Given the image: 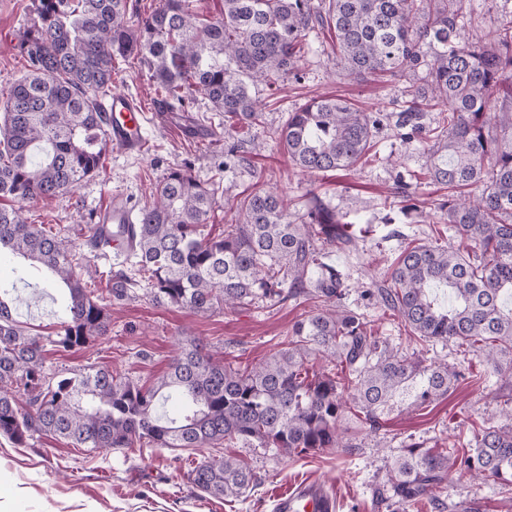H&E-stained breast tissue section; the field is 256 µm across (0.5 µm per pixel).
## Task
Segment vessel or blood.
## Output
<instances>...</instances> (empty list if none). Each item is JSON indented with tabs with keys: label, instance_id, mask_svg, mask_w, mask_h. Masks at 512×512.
Wrapping results in <instances>:
<instances>
[{
	"label": "vessel or blood",
	"instance_id": "b4317fda",
	"mask_svg": "<svg viewBox=\"0 0 512 512\" xmlns=\"http://www.w3.org/2000/svg\"><path fill=\"white\" fill-rule=\"evenodd\" d=\"M106 114V133L113 148L129 156L145 153L148 140L144 135L146 114L132 95L112 92L102 105ZM135 211L121 200H113L98 214V240L101 247L121 255L133 247ZM336 501L319 480L307 479L275 499L274 512H335Z\"/></svg>",
	"mask_w": 512,
	"mask_h": 512
}]
</instances>
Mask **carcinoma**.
<instances>
[{"instance_id": "1", "label": "carcinoma", "mask_w": 512, "mask_h": 512, "mask_svg": "<svg viewBox=\"0 0 512 512\" xmlns=\"http://www.w3.org/2000/svg\"><path fill=\"white\" fill-rule=\"evenodd\" d=\"M466 0H224V16L203 18L199 0H161L133 16L128 0H34L18 45L27 72L0 93V250L8 249L65 283L68 302L52 340L64 351L108 330L103 292L119 298L143 286L160 303L207 314L255 299L304 297L314 310L289 331L288 347L258 365L226 364L191 342L151 386L111 371L43 372V344L13 319L0 285V436L23 445L52 434L80 448H203L226 439L255 441L289 456L351 448L350 419L376 427L404 389L421 407L448 394L459 372L423 364L374 335L343 305L345 277L323 246L354 244L336 209L319 195L291 218L285 196L264 186L240 201L243 220L221 236L205 232L219 186L175 168L142 202L133 274L76 275L71 241L30 224L27 204L69 193L103 165L100 100L112 72L136 60L148 67L163 104L200 93L241 127L258 119L256 89L292 74L315 27L335 33L350 75L402 76L410 98L397 115L401 138L430 142V180L448 189L440 220L460 246H405L391 272L368 289L424 342H453L479 353L512 383V20L470 40ZM501 95L498 112L486 111ZM435 110V126L423 122ZM381 120L339 97L314 98L288 116L280 143L307 173L354 168L374 146ZM323 358L345 373L316 372ZM182 417L159 413L163 394ZM494 477L512 487V426L489 427L472 448L435 451L419 444L392 464L393 512H409L451 472ZM201 492L239 498L257 482L231 457L187 472Z\"/></svg>"}]
</instances>
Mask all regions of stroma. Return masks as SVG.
Wrapping results in <instances>:
<instances>
[{
	"label": "stroma",
	"instance_id": "stroma-1",
	"mask_svg": "<svg viewBox=\"0 0 512 512\" xmlns=\"http://www.w3.org/2000/svg\"><path fill=\"white\" fill-rule=\"evenodd\" d=\"M32 0H0V88L10 86L27 71L16 51ZM334 35H310L294 75L273 89H260L259 120L251 127L232 128L223 113L213 111L201 94L190 96L178 112H165L156 100L147 67L134 64L112 76L113 89L139 98L147 112L145 135L149 151L128 156L104 152L100 173L71 194L38 199L28 204L29 223L60 230L92 267L121 269L125 256L85 245L89 224L113 198L135 204L173 168L185 170L202 184L219 183L218 207L209 232L222 233L238 219L240 192L257 182L286 192L293 214H300L307 193L335 207L356 244L348 249L326 247L325 260L342 270L346 281L344 304L364 315L375 334L423 363L447 361L460 378L447 396L415 408L395 404L380 417L377 428H362L349 451L323 450L288 457L273 448L227 439L212 448H120L110 451L72 447L65 440L37 434L24 446L0 437V512H270L272 497L299 481L316 478L335 495L337 512H388L379 502L389 477V464L412 443L427 448L468 447L474 433L506 425L496 397L507 386L475 353L460 354L455 344H430L411 336L401 321L362 293L383 279L400 247L415 240L430 242L438 219L433 201L444 193L425 175L427 145L403 142L393 112L406 95L408 83L396 76L378 82L373 77H347L336 63ZM324 96H343L367 112L383 115L375 152L349 171L306 174L287 160L278 131L288 112ZM235 156H226L229 145ZM406 182L421 210L403 215L404 201L396 191ZM0 282L10 286L9 304L19 325L34 336L55 334L62 321L64 295L47 285L43 272L22 257L0 254ZM111 324L107 336L83 348L62 351L44 347V372L59 377L83 369H107L144 383L168 368L178 348L194 340L214 357L235 366L254 365L284 346L292 325L313 306L312 301L278 304L256 300L234 312L201 315L152 301L146 288L127 296L108 298ZM232 455L247 463L257 476L248 496L227 502L201 493L186 473L204 458ZM445 503H475L481 512H512V494L502 492L494 478L472 481L458 477L436 492Z\"/></svg>",
	"mask_w": 512,
	"mask_h": 512
}]
</instances>
